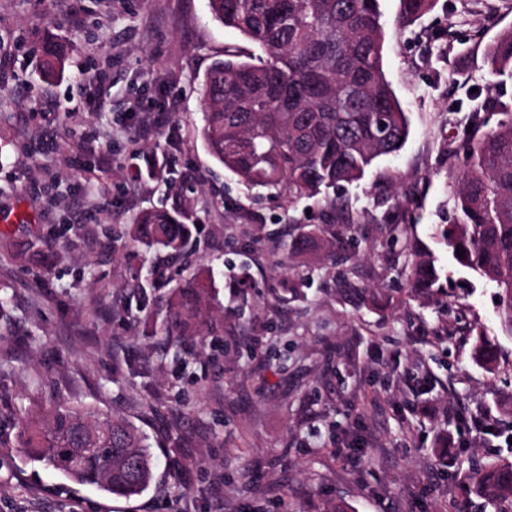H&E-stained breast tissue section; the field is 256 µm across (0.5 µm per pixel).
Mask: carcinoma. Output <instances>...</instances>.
Returning <instances> with one entry per match:
<instances>
[{
	"mask_svg": "<svg viewBox=\"0 0 512 512\" xmlns=\"http://www.w3.org/2000/svg\"><path fill=\"white\" fill-rule=\"evenodd\" d=\"M399 18L413 22L436 0H399ZM213 18L261 50L248 60L215 62L202 81L205 110L199 136L209 154L251 188L288 192L291 201L363 178L372 163L401 150L409 120L383 66L385 31L379 0H209ZM65 47L47 41L43 79L64 69ZM493 75H512V29L485 53ZM465 169L453 191V222L441 236L453 259L499 289L500 329L512 337V113L488 130L473 127L462 145ZM195 225L183 209L140 214L127 234L171 255L182 252ZM462 256H457L456 249ZM336 232L305 225L280 263L309 253L336 254ZM434 260L422 256L413 288H442ZM206 284L194 277L169 298L166 317L137 320L146 336L162 332L175 346L213 326ZM496 339L478 337L475 358L498 364ZM16 441L26 457L67 480L115 497L142 495L155 481L154 450L132 422L60 402L17 417ZM469 493L493 512H512V461L491 460L461 475Z\"/></svg>",
	"mask_w": 512,
	"mask_h": 512,
	"instance_id": "obj_1",
	"label": "carcinoma"
}]
</instances>
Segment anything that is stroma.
<instances>
[{"instance_id":"35a3bbf8","label":"stroma","mask_w":512,"mask_h":512,"mask_svg":"<svg viewBox=\"0 0 512 512\" xmlns=\"http://www.w3.org/2000/svg\"><path fill=\"white\" fill-rule=\"evenodd\" d=\"M380 9L409 136L360 181L293 204L244 185L197 135L210 65L258 52L209 0H0V512H328L339 498L351 512H484L460 475L512 454V337L497 288L437 229L467 116L489 129L512 111V77L483 64L512 0H438L407 27L399 0ZM47 32L68 44L50 82ZM147 102L169 120L143 138ZM177 206L197 226L184 256L126 237L141 211ZM304 224L347 243L279 266ZM421 251L442 269L429 298L411 290ZM195 275L217 321L181 362L136 320L164 317ZM480 335L498 339L495 371L473 357ZM51 398L140 427L152 486L127 500L27 460L15 411Z\"/></svg>"}]
</instances>
